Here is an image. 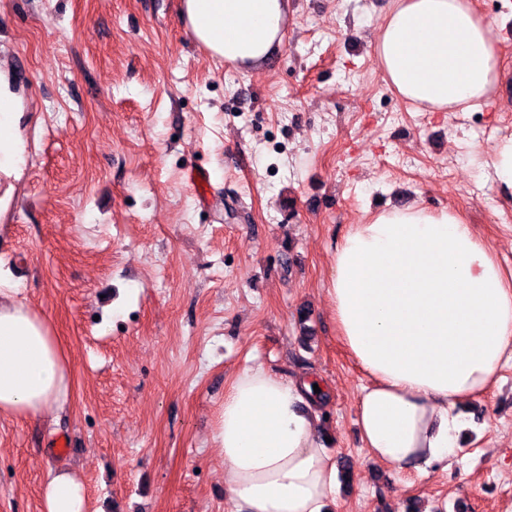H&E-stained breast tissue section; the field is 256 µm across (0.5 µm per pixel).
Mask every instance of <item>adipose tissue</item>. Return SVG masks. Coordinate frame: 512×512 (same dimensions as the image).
Returning <instances> with one entry per match:
<instances>
[{
    "label": "adipose tissue",
    "mask_w": 512,
    "mask_h": 512,
    "mask_svg": "<svg viewBox=\"0 0 512 512\" xmlns=\"http://www.w3.org/2000/svg\"><path fill=\"white\" fill-rule=\"evenodd\" d=\"M192 39L212 56L263 62L281 42L288 0H179ZM389 88L426 112L485 103L501 61L473 0H392L374 43ZM21 110L0 113V213L24 174ZM339 336L364 376L357 425L369 459L419 474L445 464L466 411L512 363V280L458 214L418 205L352 225L328 290ZM71 368L52 322L0 272V415L37 417L65 404ZM313 379L249 365L233 379L212 441L237 512H325L336 494L333 454L318 433ZM43 512H90L82 481L63 471Z\"/></svg>",
    "instance_id": "ef3b65f1"
}]
</instances>
